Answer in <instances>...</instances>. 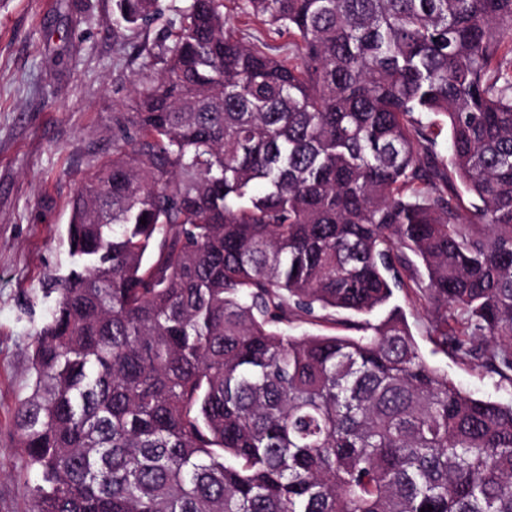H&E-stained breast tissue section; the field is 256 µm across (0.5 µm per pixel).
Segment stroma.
I'll list each match as a JSON object with an SVG mask.
<instances>
[{"instance_id":"1","label":"stroma","mask_w":512,"mask_h":512,"mask_svg":"<svg viewBox=\"0 0 512 512\" xmlns=\"http://www.w3.org/2000/svg\"><path fill=\"white\" fill-rule=\"evenodd\" d=\"M113 0H0V512H30L37 471L14 446L15 413L29 393L30 340L52 304L46 276L68 266L70 201L82 180L112 160L125 103L147 56L139 42L178 25L187 0H161L162 16L139 41L112 36ZM236 36L287 56L288 37L225 8ZM418 346L474 396L512 403V381L434 352L427 312L396 291Z\"/></svg>"}]
</instances>
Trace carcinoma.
Segmentation results:
<instances>
[{
  "label": "carcinoma",
  "mask_w": 512,
  "mask_h": 512,
  "mask_svg": "<svg viewBox=\"0 0 512 512\" xmlns=\"http://www.w3.org/2000/svg\"><path fill=\"white\" fill-rule=\"evenodd\" d=\"M114 2L122 42L159 15ZM241 2L292 58L189 0L73 200L32 512H512V404L391 305L419 259L434 351L512 381V0ZM338 312L357 335L289 333ZM394 304L400 306L406 313L412 332L418 346L433 366L448 372L459 387L476 397L501 402L512 403V383L474 363H461L451 355L433 354V345L427 340L428 318L424 305L415 302L411 290H399L395 293Z\"/></svg>",
  "instance_id": "cac0c4a2"
}]
</instances>
